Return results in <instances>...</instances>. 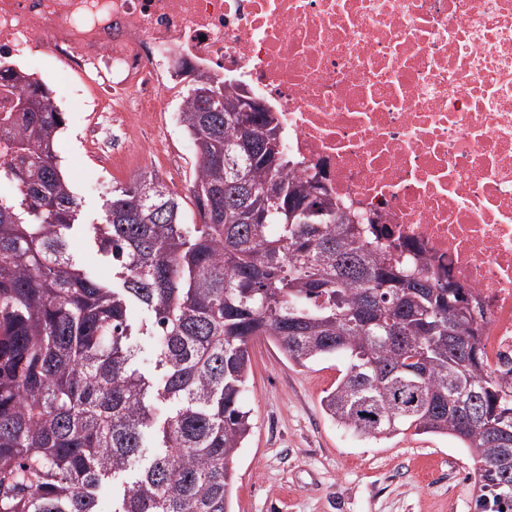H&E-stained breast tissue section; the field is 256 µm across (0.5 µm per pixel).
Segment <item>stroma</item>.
Segmentation results:
<instances>
[{"label":"stroma","mask_w":512,"mask_h":512,"mask_svg":"<svg viewBox=\"0 0 512 512\" xmlns=\"http://www.w3.org/2000/svg\"><path fill=\"white\" fill-rule=\"evenodd\" d=\"M25 67L47 84L65 116L58 152L82 222L97 223L113 188L143 175L180 200L184 223H199L190 194L196 149L179 121L181 95L136 129L100 111V89L80 73H62L45 52L29 54ZM156 137L164 141L160 160L133 155L134 146ZM118 151L130 156L120 171L112 168ZM251 353L243 401L254 428L234 461V512H477L472 462L451 439L411 430L365 438L324 415L320 400L344 369L342 359L302 367L262 338Z\"/></svg>","instance_id":"35a3bbf8"}]
</instances>
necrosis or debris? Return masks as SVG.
<instances>
[{
	"label": "necrosis or debris",
	"mask_w": 512,
	"mask_h": 512,
	"mask_svg": "<svg viewBox=\"0 0 512 512\" xmlns=\"http://www.w3.org/2000/svg\"><path fill=\"white\" fill-rule=\"evenodd\" d=\"M43 47L134 125L162 73L217 67L272 110L288 175L470 288L512 357V0H0V60Z\"/></svg>",
	"instance_id": "4bbe7bcc"
}]
</instances>
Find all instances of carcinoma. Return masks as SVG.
I'll return each instance as SVG.
<instances>
[{
    "instance_id": "carcinoma-1",
    "label": "carcinoma",
    "mask_w": 512,
    "mask_h": 512,
    "mask_svg": "<svg viewBox=\"0 0 512 512\" xmlns=\"http://www.w3.org/2000/svg\"><path fill=\"white\" fill-rule=\"evenodd\" d=\"M194 83L202 223L139 178L79 223L58 160L64 116L45 83L0 69L14 103L0 154V512H232L233 459L258 337L301 365L342 357L321 405L360 436L409 429L468 451L481 512H512V372L491 366L471 293L367 239L318 181L284 173L283 134L227 78ZM223 99L203 111L202 88ZM92 236L100 280L69 253ZM155 348L143 366V343Z\"/></svg>"
}]
</instances>
